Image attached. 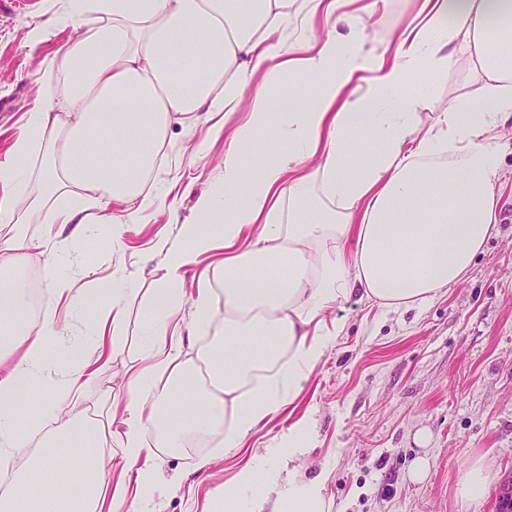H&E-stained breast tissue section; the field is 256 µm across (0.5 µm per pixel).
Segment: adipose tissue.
<instances>
[{"label": "adipose tissue", "instance_id": "1", "mask_svg": "<svg viewBox=\"0 0 512 512\" xmlns=\"http://www.w3.org/2000/svg\"><path fill=\"white\" fill-rule=\"evenodd\" d=\"M50 28H72L61 49L64 90L28 112L0 160V265L51 254L58 236L28 237L30 222L79 235L91 224H136L161 199L147 183L174 148L172 132L206 128L193 150L206 158L224 116L246 111L224 153L221 181L196 202L197 221L153 251L163 274L144 302L149 339L130 379L121 428L76 418L88 365L42 389L53 424L38 452L16 430L29 380L60 329L53 312L20 341L14 364L0 352V460L28 466L0 498V512H33L34 483L66 474L52 512H144L157 475L150 460L185 435L223 430L239 448L287 410L300 382L342 331L321 316L353 293L384 313L420 309L462 280L498 222L500 143L512 122V0H420L417 25L396 30L376 56L353 47L354 0H63ZM327 28L315 35L313 23ZM464 65L475 93H458L431 124L419 109L429 80ZM312 81L308 99L270 87L284 73ZM266 140L278 151L250 152ZM321 219L304 223L302 211ZM223 251L224 322L200 281L191 321L179 316L183 277L199 257ZM89 321L113 348L125 340V266ZM198 338L209 389L199 393L185 338ZM154 438H146V428ZM309 424L242 468L225 512H325L323 478L289 474L277 460L303 455ZM136 485L112 481V466Z\"/></svg>", "mask_w": 512, "mask_h": 512}]
</instances>
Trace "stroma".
<instances>
[{"label": "stroma", "instance_id": "1", "mask_svg": "<svg viewBox=\"0 0 512 512\" xmlns=\"http://www.w3.org/2000/svg\"><path fill=\"white\" fill-rule=\"evenodd\" d=\"M416 0H386L374 16L356 12L364 52H379L394 30L412 22ZM47 16L43 0H0V159L35 99L47 96L42 77L58 66L70 33L55 30L32 44ZM205 129L176 131L184 153L179 169L162 176L163 210L142 224H101L78 244L65 243L34 262L45 288L72 279L74 291L94 302L92 283H105L113 266L125 265L138 287L126 305L125 342L85 391L89 407L104 393L121 413L130 369L137 365L145 332L143 294L160 276L154 239L173 236L196 220V200L223 172L227 139L212 142L207 158L192 145ZM504 209L498 232L485 243L468 274L422 310L383 314L353 294L327 313L344 329L306 380L292 410L250 435L243 447L211 460V447L189 453L161 450L154 461L157 512H217L215 494L233 484L241 467L264 454L299 418L311 425L308 452L280 460L279 482L289 469L307 479L325 477L331 512H496L499 484L512 474V149L501 157ZM63 334L46 345L56 370L94 343L82 309L60 300L55 309ZM430 459L427 478L412 482L409 468ZM491 473L487 495L461 500L456 482L474 462Z\"/></svg>", "mask_w": 512, "mask_h": 512}]
</instances>
